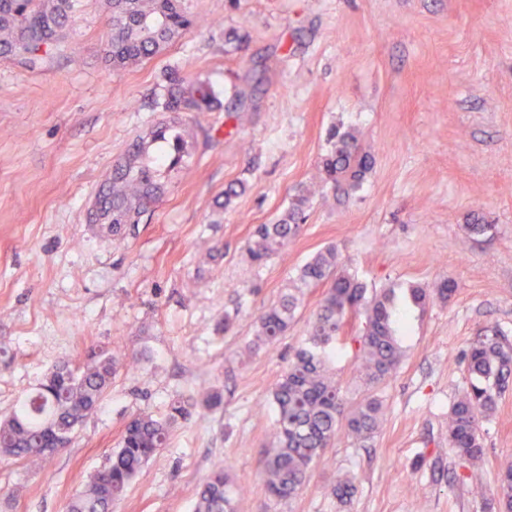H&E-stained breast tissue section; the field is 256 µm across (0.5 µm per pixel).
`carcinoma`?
<instances>
[{
	"label": "carcinoma",
	"instance_id": "carcinoma-1",
	"mask_svg": "<svg viewBox=\"0 0 512 512\" xmlns=\"http://www.w3.org/2000/svg\"><path fill=\"white\" fill-rule=\"evenodd\" d=\"M112 36L104 55L115 69L136 65L157 55L171 42L185 37L191 21L180 0H109ZM72 0H0V57L36 58L40 47L50 50L63 38L72 17ZM223 106L220 92L209 79L185 82L173 75L163 102L168 124L130 144L112 165L93 212L112 214V235L148 211L165 194V185L147 174V144L161 142L169 131L183 137L189 130L184 115H200ZM332 149L322 159L323 183L345 191L360 188L371 169V155L362 150L352 131L331 134ZM311 190L292 199L288 210L272 224H257L246 243L256 265L264 264L297 238ZM306 287L323 286L318 312L309 326L307 346L297 350L271 391L276 409L275 445L263 450L262 475L267 493L290 501L306 482L311 467L337 437H371L384 415L383 402L371 389L388 381L402 363L404 349L394 315L395 289L368 294L366 286L340 262L336 249L315 254L301 268ZM411 301L424 308L433 299L448 301L456 291L449 279L430 290L410 284ZM299 299L285 294L264 308L256 320L254 344H271L285 335L296 319ZM362 319L361 334L344 336L349 316ZM351 341L362 360L370 392L347 404L328 364L337 346ZM463 362L468 387L448 413V444L476 461L484 453L481 422L490 417L497 399L512 385V344L494 328L484 329L470 343ZM136 354L121 357V349L92 345L83 364L63 361L53 367L24 397L17 409L0 422V458L36 463L45 458L49 442L69 448L83 420L103 402L119 369L139 368ZM196 405L174 399L163 415L139 414L124 428L118 448L106 464L83 483L69 503V512H112L142 466L169 443L174 425L192 416ZM498 505L512 512V465L499 476ZM239 490L224 467L213 469L197 492L196 512H239Z\"/></svg>",
	"mask_w": 512,
	"mask_h": 512
}]
</instances>
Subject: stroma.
<instances>
[{
    "instance_id": "stroma-1",
    "label": "stroma",
    "mask_w": 512,
    "mask_h": 512,
    "mask_svg": "<svg viewBox=\"0 0 512 512\" xmlns=\"http://www.w3.org/2000/svg\"><path fill=\"white\" fill-rule=\"evenodd\" d=\"M181 3L191 31L130 67L103 54L108 0H75L64 40L36 63L0 58V421L90 344L150 356L118 373L66 451L38 466L0 462V512H67L132 416L212 388L223 407L179 422L112 512H194L218 464L244 512H489L512 462V390L481 424L479 462L449 446L448 412L476 333L494 326L512 341V0ZM174 72L211 78L224 107L162 172L157 207L124 237L98 235L89 202L113 161L167 120ZM351 127L373 156L361 188L325 186L299 236L252 264L254 225L318 181L330 130ZM234 182L245 189L225 202ZM477 215L494 229L473 238ZM331 245L368 288L447 278L456 292L423 309L400 298L406 356L376 389L381 427L362 442L339 437L299 494L277 502L260 468L270 394L322 291L300 289L296 321L274 345L253 346L255 319ZM332 368L347 401L365 394L354 349ZM345 476L356 492L343 504L332 488Z\"/></svg>"
}]
</instances>
